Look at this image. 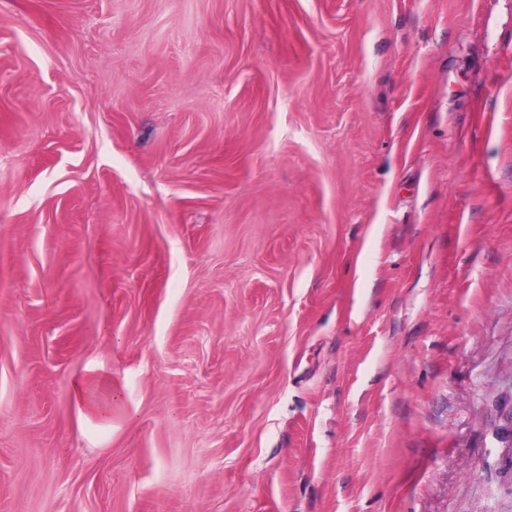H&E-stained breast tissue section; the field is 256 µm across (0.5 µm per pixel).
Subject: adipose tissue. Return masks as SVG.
<instances>
[{"mask_svg": "<svg viewBox=\"0 0 512 512\" xmlns=\"http://www.w3.org/2000/svg\"><path fill=\"white\" fill-rule=\"evenodd\" d=\"M112 374L89 367L71 385L73 402L84 421L108 428L112 425Z\"/></svg>", "mask_w": 512, "mask_h": 512, "instance_id": "adipose-tissue-1", "label": "adipose tissue"}]
</instances>
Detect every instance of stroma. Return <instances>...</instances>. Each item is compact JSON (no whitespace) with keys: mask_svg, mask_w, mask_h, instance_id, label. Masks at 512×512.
<instances>
[{"mask_svg":"<svg viewBox=\"0 0 512 512\" xmlns=\"http://www.w3.org/2000/svg\"><path fill=\"white\" fill-rule=\"evenodd\" d=\"M509 426L512 0H0V512H512ZM112 373L87 367L71 385L73 402L84 421L101 428L112 425Z\"/></svg>","mask_w":512,"mask_h":512,"instance_id":"1","label":"stroma"}]
</instances>
